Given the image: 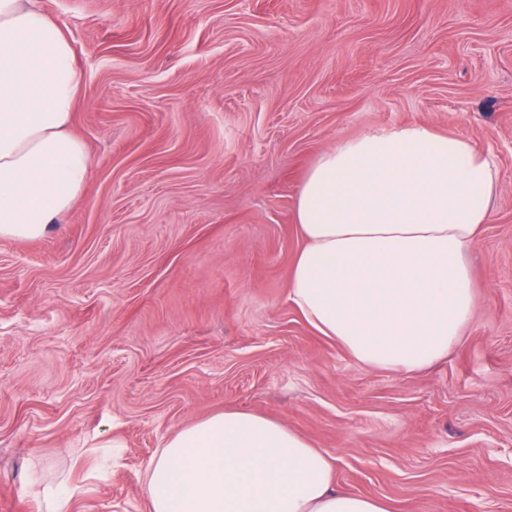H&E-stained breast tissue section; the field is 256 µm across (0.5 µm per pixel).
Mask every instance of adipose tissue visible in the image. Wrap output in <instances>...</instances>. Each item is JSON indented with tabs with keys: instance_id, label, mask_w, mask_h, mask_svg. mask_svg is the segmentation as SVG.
I'll return each mask as SVG.
<instances>
[{
	"instance_id": "obj_1",
	"label": "adipose tissue",
	"mask_w": 512,
	"mask_h": 512,
	"mask_svg": "<svg viewBox=\"0 0 512 512\" xmlns=\"http://www.w3.org/2000/svg\"><path fill=\"white\" fill-rule=\"evenodd\" d=\"M75 49L40 0H0V238L34 240L81 196ZM495 159L422 125L337 142L307 170L288 300L359 365L415 372L475 312L467 256L489 224ZM150 512H389L337 488L330 455L280 420L227 409L179 428L143 479Z\"/></svg>"
}]
</instances>
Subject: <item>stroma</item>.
<instances>
[{
	"mask_svg": "<svg viewBox=\"0 0 512 512\" xmlns=\"http://www.w3.org/2000/svg\"><path fill=\"white\" fill-rule=\"evenodd\" d=\"M83 73L81 197L0 238V504L150 512L179 427L243 409L390 512H512V0H41ZM418 124L499 167L448 359L374 370L288 301L299 185L336 142Z\"/></svg>",
	"mask_w": 512,
	"mask_h": 512,
	"instance_id": "1",
	"label": "stroma"
}]
</instances>
